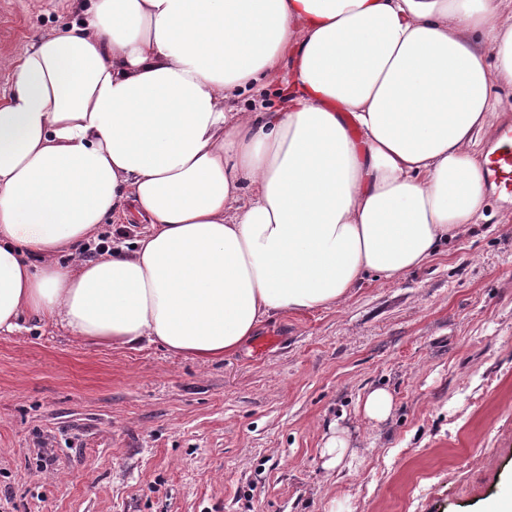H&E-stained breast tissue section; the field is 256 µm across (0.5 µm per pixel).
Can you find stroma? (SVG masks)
I'll return each mask as SVG.
<instances>
[{"label":"stroma","instance_id":"1","mask_svg":"<svg viewBox=\"0 0 512 512\" xmlns=\"http://www.w3.org/2000/svg\"><path fill=\"white\" fill-rule=\"evenodd\" d=\"M82 2L20 0L0 74ZM375 388L393 408L370 423ZM334 428L353 455L328 471ZM511 493L512 202L494 193L423 268L273 314L220 360L0 334V512H485ZM393 408V397L385 389L371 390L364 398L362 404L363 416L369 422L385 420Z\"/></svg>","mask_w":512,"mask_h":512}]
</instances>
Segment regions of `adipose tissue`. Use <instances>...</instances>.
Masks as SVG:
<instances>
[{
	"label": "adipose tissue",
	"mask_w": 512,
	"mask_h": 512,
	"mask_svg": "<svg viewBox=\"0 0 512 512\" xmlns=\"http://www.w3.org/2000/svg\"><path fill=\"white\" fill-rule=\"evenodd\" d=\"M8 66L0 334L214 360L479 223L512 0H89Z\"/></svg>",
	"instance_id": "ef3b65f1"
}]
</instances>
